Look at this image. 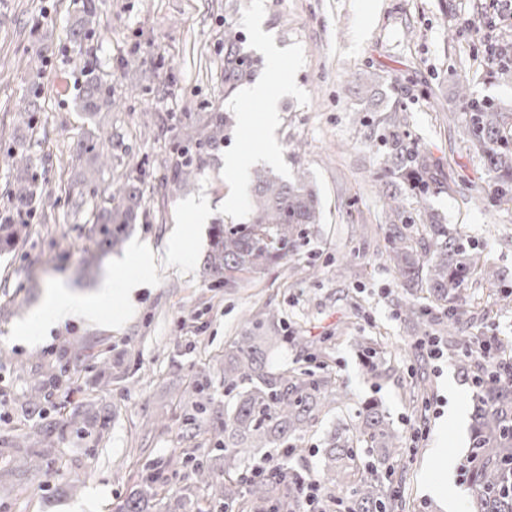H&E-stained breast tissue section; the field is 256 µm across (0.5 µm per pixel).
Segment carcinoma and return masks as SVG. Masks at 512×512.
Wrapping results in <instances>:
<instances>
[{"label": "carcinoma", "instance_id": "obj_1", "mask_svg": "<svg viewBox=\"0 0 512 512\" xmlns=\"http://www.w3.org/2000/svg\"><path fill=\"white\" fill-rule=\"evenodd\" d=\"M96 17L95 0H84L81 15L67 31L73 63L84 77L76 104L91 117L116 105L112 84L94 63L84 59L83 43L94 32ZM46 53L39 46L24 60L31 82L20 113L29 121L41 108ZM252 65L241 35L225 27L224 85L231 89L246 79ZM457 98L465 112L454 123V132L468 151L480 156L488 176L482 203L491 207L512 203V113L501 111L491 99L473 97L466 80L457 84ZM386 123L378 196L390 218L386 258L406 294L400 313L416 332L438 326L455 336L465 314L466 285L472 276L494 286L490 304L504 309L512 307V283L501 270L481 263L478 243L459 228L444 224L428 204L431 189L443 177L439 160L412 139L397 108L389 110ZM230 125L231 117L217 112L209 117L205 138L200 139L193 123L183 124L179 132L184 144L181 160L162 186L178 188L195 177L205 159L187 156L190 148L202 144L210 153L219 150ZM24 139L26 136H21L18 147L6 152L13 175L7 203L0 212V250L14 246L25 235L34 213L49 198V180L38 179L37 164L24 148ZM99 139L89 128L76 140L73 153L80 167L69 195L77 206L87 198L101 197L88 234L108 253L138 221L145 207L146 188L141 177H127L112 185L108 195H101L100 159L104 153ZM411 200L416 207L410 211L407 202ZM249 207L248 223L219 224L214 230L203 258L204 278L214 287L232 288L240 276L261 272L263 265L283 258L285 250L306 240L310 227L321 221L320 200L301 170L291 180L266 170L254 171ZM416 222L423 227L418 238L411 231ZM280 325L278 313L269 310L224 346L221 439L200 459L182 452L168 464L175 475L191 468L196 482L210 490L207 506L198 505L194 512H338L340 508L343 512H404L393 483L394 463L404 453L403 437L376 399L347 412L323 438L319 472L323 494L311 502L305 500L303 478L292 465L303 452L297 442L329 403L345 405L347 398L328 370V354L321 346L304 345L294 366L273 365V354L288 342V337L279 335ZM381 344L376 337H365L360 344L364 367L373 379L383 374L376 363ZM318 369L322 373H316ZM58 384L59 377L47 372L27 395L28 410L44 416L45 401ZM204 393L205 384L200 380L188 391L193 410L204 413L211 409ZM111 416V405L102 402L87 410L72 409L63 426L42 422L34 435L43 449L33 452L32 467H39L45 452L60 441L64 426L101 432ZM472 437L469 512H512V383L482 382ZM265 449L278 453V468L271 472L247 468ZM165 486L156 468L147 469L138 476L125 512H150L149 505L166 492Z\"/></svg>", "mask_w": 512, "mask_h": 512}]
</instances>
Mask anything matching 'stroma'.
<instances>
[{
  "instance_id": "obj_1",
  "label": "stroma",
  "mask_w": 512,
  "mask_h": 512,
  "mask_svg": "<svg viewBox=\"0 0 512 512\" xmlns=\"http://www.w3.org/2000/svg\"><path fill=\"white\" fill-rule=\"evenodd\" d=\"M256 1L95 0L97 25L84 48L121 103L119 110L94 119L118 145L100 185L141 171L149 197L129 241L162 253L177 234L187 260L182 270L159 265L145 287L128 297L122 283L141 272L122 251L110 254L87 281H75L84 258L97 249L85 228L91 205L77 215L68 198L73 143L85 124L74 109L82 75L66 31L82 0H0L1 60L14 63L41 42L50 47L41 110L28 145L45 162L52 191L51 208L35 215L27 238L0 251V486L6 489L0 512H75L84 501L91 502V512H124L145 464L160 468L174 452L210 447L218 420L200 415L201 432L192 435L184 423L190 409L180 394L203 371L209 376L207 397L223 404L224 346L268 309L280 312L285 335L328 337L329 369L345 387L350 406L382 401L408 449L395 469L405 512H444L424 485L439 466L433 448H444L455 462L465 459L471 434L456 433L446 417L452 403L472 414V373L457 361L456 340L414 335L397 314L404 295L381 254L389 219L376 194L383 115L348 86L378 74L382 89H393L399 99L412 138L444 164L461 166L463 179L434 189L430 206L446 223L463 225L489 261L512 274V206L483 207V162L451 136L448 123L461 113L455 91L463 78L475 97L512 110V82L494 78L485 60V36L472 26L490 0H260L264 30L282 56L273 72L257 61L253 79L274 90L283 82L296 87L279 98V159L270 169L284 179L305 169L318 190L322 219L311 227L307 244L264 272L245 275L232 288H213L201 272L213 225L249 220L247 203L224 208L230 190L225 165L233 159L245 171L255 169L267 135L264 102L247 95L242 84L224 90V28L234 26L246 50L255 52L250 13ZM127 60L135 68L125 69ZM27 84L24 67L0 72V207L11 181L3 156L20 133ZM224 111L235 123L221 152L180 190L160 189L165 162L179 154L186 118L202 125ZM245 112L253 117L246 127L240 123ZM198 197L210 203L204 223L187 208ZM107 276L113 295L102 302L98 321L73 318L26 339L13 336L17 324L43 311L58 284L92 296ZM467 288L465 335L512 344V310L485 314L489 286L473 278ZM366 336L385 339L381 360L391 371L378 380L362 366L357 344ZM67 343L86 348L87 357L64 355ZM432 344L438 356L429 355ZM52 368L65 376L45 405V417L55 418L63 404L101 400L111 404L112 418L100 437L66 428L34 471L17 441L36 430L41 418L28 416L24 396ZM417 372L427 379L423 403L412 398Z\"/></svg>"
}]
</instances>
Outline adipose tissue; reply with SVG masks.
Listing matches in <instances>:
<instances>
[{
    "instance_id": "adipose-tissue-1",
    "label": "adipose tissue",
    "mask_w": 512,
    "mask_h": 512,
    "mask_svg": "<svg viewBox=\"0 0 512 512\" xmlns=\"http://www.w3.org/2000/svg\"><path fill=\"white\" fill-rule=\"evenodd\" d=\"M111 293L112 282L108 279L103 281L97 297L94 298L70 293L62 287L56 288L47 298L46 311L28 322L19 324L14 333L23 338L30 335L33 329L43 327L49 322L56 324L71 318L96 320L100 300L109 297Z\"/></svg>"
}]
</instances>
